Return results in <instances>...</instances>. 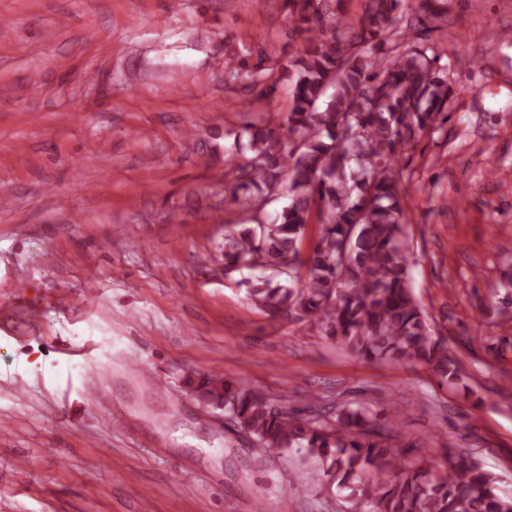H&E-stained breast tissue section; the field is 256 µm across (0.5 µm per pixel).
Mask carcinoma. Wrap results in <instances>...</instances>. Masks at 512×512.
I'll return each instance as SVG.
<instances>
[{
	"instance_id": "carcinoma-1",
	"label": "carcinoma",
	"mask_w": 512,
	"mask_h": 512,
	"mask_svg": "<svg viewBox=\"0 0 512 512\" xmlns=\"http://www.w3.org/2000/svg\"><path fill=\"white\" fill-rule=\"evenodd\" d=\"M345 0H287L290 22L306 34L285 69L292 102L284 122L249 119L241 128L253 152L244 167L227 162L225 198L244 212L276 190L288 203L272 224H227L224 271L271 269L249 291L270 318L307 321L364 357L419 362L438 376L458 364L435 339L411 287L407 219L398 159L439 120L453 89L420 42L401 28L406 0H364L357 22ZM437 0H421L440 24ZM317 219L318 239L301 242ZM209 410H224L260 451L303 452L318 475L349 491L361 512H512V495L476 461L440 466L395 444L386 426L359 407L329 417L311 405L277 408L242 380L217 372L189 379Z\"/></svg>"
}]
</instances>
